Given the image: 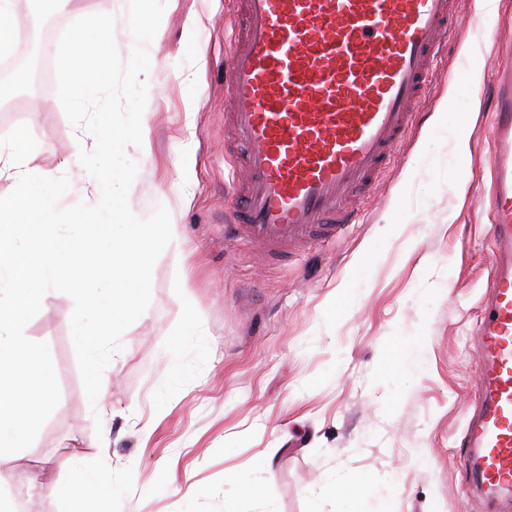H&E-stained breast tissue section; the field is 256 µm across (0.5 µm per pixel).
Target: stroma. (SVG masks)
Masks as SVG:
<instances>
[{
  "mask_svg": "<svg viewBox=\"0 0 512 512\" xmlns=\"http://www.w3.org/2000/svg\"><path fill=\"white\" fill-rule=\"evenodd\" d=\"M128 0H63L45 38L115 18L128 59ZM450 38L401 160L329 245L268 261L225 239L224 62L237 0H167L148 46V103L129 204L171 215L149 308L123 334L91 409L71 336L74 302L50 291L26 336L47 342L60 402L33 445L0 463L16 512H479L461 445L475 385L474 333L493 248L490 114L471 69L512 52V0ZM0 136L27 124L34 163L67 176L62 205L100 187L71 146L56 86L13 90ZM353 491L336 495V480ZM255 486L252 494L242 485Z\"/></svg>",
  "mask_w": 512,
  "mask_h": 512,
  "instance_id": "1",
  "label": "stroma"
}]
</instances>
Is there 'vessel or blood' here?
<instances>
[{
    "instance_id": "1",
    "label": "vessel or blood",
    "mask_w": 512,
    "mask_h": 512,
    "mask_svg": "<svg viewBox=\"0 0 512 512\" xmlns=\"http://www.w3.org/2000/svg\"><path fill=\"white\" fill-rule=\"evenodd\" d=\"M456 0H240L224 75L230 239L283 259L358 223L399 160L451 33ZM495 192L488 307L475 341L479 403L464 444L483 512L512 494V67L490 80Z\"/></svg>"
}]
</instances>
